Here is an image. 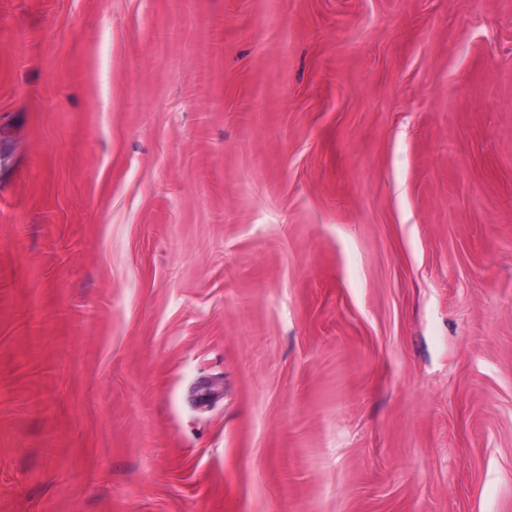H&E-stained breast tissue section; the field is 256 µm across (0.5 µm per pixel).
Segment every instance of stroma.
Segmentation results:
<instances>
[{
    "mask_svg": "<svg viewBox=\"0 0 512 512\" xmlns=\"http://www.w3.org/2000/svg\"><path fill=\"white\" fill-rule=\"evenodd\" d=\"M0 512H512V0H0Z\"/></svg>",
    "mask_w": 512,
    "mask_h": 512,
    "instance_id": "35a3bbf8",
    "label": "stroma"
}]
</instances>
